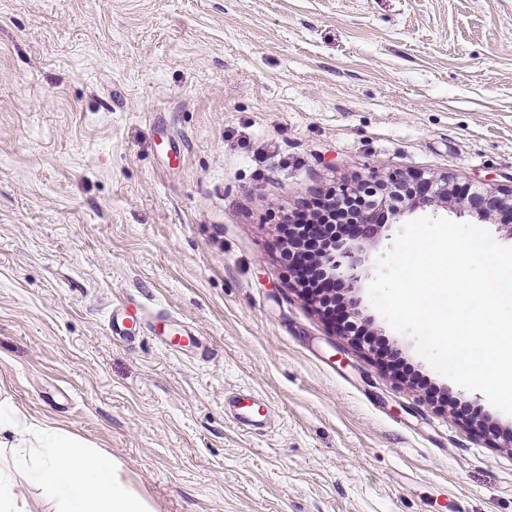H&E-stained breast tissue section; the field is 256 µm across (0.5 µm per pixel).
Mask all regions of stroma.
<instances>
[{
	"label": "stroma",
	"mask_w": 512,
	"mask_h": 512,
	"mask_svg": "<svg viewBox=\"0 0 512 512\" xmlns=\"http://www.w3.org/2000/svg\"><path fill=\"white\" fill-rule=\"evenodd\" d=\"M393 171L512 189V0H0V393L153 512H512V416L281 258ZM131 301L200 348L114 338ZM257 400H260V397L254 395L251 391L248 394L238 393V396H235L232 401V406L229 407V413L235 420L244 425H260L262 421L253 420L249 414V409L257 404Z\"/></svg>",
	"instance_id": "1"
}]
</instances>
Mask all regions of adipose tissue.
I'll return each mask as SVG.
<instances>
[{
  "mask_svg": "<svg viewBox=\"0 0 512 512\" xmlns=\"http://www.w3.org/2000/svg\"><path fill=\"white\" fill-rule=\"evenodd\" d=\"M0 512H152L111 455L0 399Z\"/></svg>",
  "mask_w": 512,
  "mask_h": 512,
  "instance_id": "adipose-tissue-1",
  "label": "adipose tissue"
}]
</instances>
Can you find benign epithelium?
Masks as SVG:
<instances>
[{"label":"benign epithelium","mask_w":512,"mask_h":512,"mask_svg":"<svg viewBox=\"0 0 512 512\" xmlns=\"http://www.w3.org/2000/svg\"><path fill=\"white\" fill-rule=\"evenodd\" d=\"M393 185L405 188V199L409 201L411 209L449 206L459 212L473 215L481 221L497 220L512 237V190L507 193L476 190L469 195L458 196L453 193L451 181L446 175L428 178L421 175H390L350 186L343 190V193L351 194L367 189L377 191V197L364 208L356 223L343 225V233L316 255L313 263L324 266L332 275L327 283L328 287L353 293L349 304L354 310L358 309L360 304L354 293L360 288L367 248L376 243L382 230L387 227L382 213L388 206V199L380 188Z\"/></svg>","instance_id":"benign-epithelium-1"}]
</instances>
